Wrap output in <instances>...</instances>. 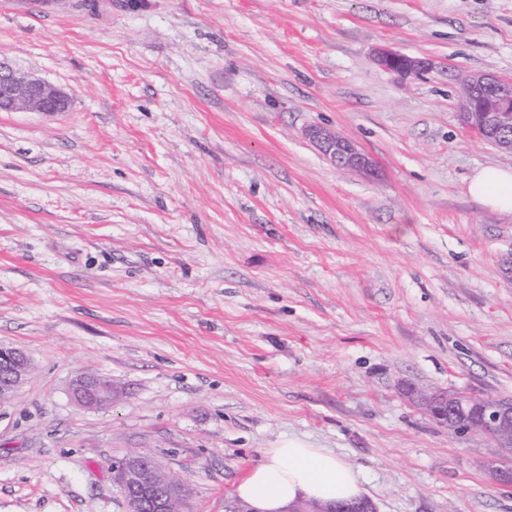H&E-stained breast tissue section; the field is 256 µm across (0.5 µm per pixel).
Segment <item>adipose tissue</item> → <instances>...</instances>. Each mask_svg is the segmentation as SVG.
Instances as JSON below:
<instances>
[{
  "instance_id": "ef3b65f1",
  "label": "adipose tissue",
  "mask_w": 512,
  "mask_h": 512,
  "mask_svg": "<svg viewBox=\"0 0 512 512\" xmlns=\"http://www.w3.org/2000/svg\"><path fill=\"white\" fill-rule=\"evenodd\" d=\"M468 191L479 203L512 213V170L496 166L480 169ZM357 471L335 453L288 441L268 449L235 489L254 512H283L296 501L333 503L359 498Z\"/></svg>"
}]
</instances>
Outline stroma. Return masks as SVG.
I'll return each mask as SVG.
<instances>
[{"label":"stroma","mask_w":512,"mask_h":512,"mask_svg":"<svg viewBox=\"0 0 512 512\" xmlns=\"http://www.w3.org/2000/svg\"><path fill=\"white\" fill-rule=\"evenodd\" d=\"M0 58L71 97L0 112V345L35 367L0 405V512H125L109 467L136 449L224 512L287 439L378 512H512L493 441L405 393L512 398V213L468 192L512 154L457 82L512 81V0H0ZM81 374L125 394L81 409ZM376 60L382 67L401 74H420L433 68V63L421 58L411 57L390 49H381ZM306 135L337 170L366 176L377 174V166L373 158L341 134L314 125L307 129Z\"/></svg>","instance_id":"obj_1"}]
</instances>
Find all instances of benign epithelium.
I'll use <instances>...</instances> for the list:
<instances>
[{"label": "benign epithelium", "mask_w": 512, "mask_h": 512, "mask_svg": "<svg viewBox=\"0 0 512 512\" xmlns=\"http://www.w3.org/2000/svg\"><path fill=\"white\" fill-rule=\"evenodd\" d=\"M376 60L382 67L401 74H420L433 63L390 49H381ZM460 97L461 124L477 139L512 153V82L485 73L465 76ZM69 94L32 74L0 60V112H36L52 115L68 111ZM307 137L337 170L366 176L377 174L373 158L341 134L318 125ZM33 365L21 350L0 346V401H7L30 379ZM73 402L89 410L101 409L116 399L112 382L101 376L84 375L69 388ZM408 396L436 421L455 434L466 436L480 427L498 448L512 447V399L476 396L471 393L435 390L424 392L414 385ZM112 483L125 501L126 512H184L187 481L165 470L157 459L143 451L130 452L112 462ZM283 512H377L368 498L334 507H308L295 502Z\"/></svg>", "instance_id": "7a95c632"}]
</instances>
